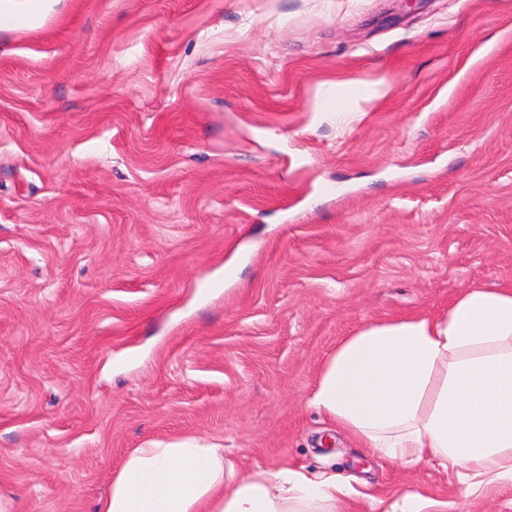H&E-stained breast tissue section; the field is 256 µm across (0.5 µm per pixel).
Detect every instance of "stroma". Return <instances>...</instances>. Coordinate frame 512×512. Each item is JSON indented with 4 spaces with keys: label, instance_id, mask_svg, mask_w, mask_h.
Masks as SVG:
<instances>
[{
    "label": "stroma",
    "instance_id": "35a3bbf8",
    "mask_svg": "<svg viewBox=\"0 0 512 512\" xmlns=\"http://www.w3.org/2000/svg\"><path fill=\"white\" fill-rule=\"evenodd\" d=\"M0 27V494L129 449L512 512L306 404L337 342L512 283V0H41Z\"/></svg>",
    "mask_w": 512,
    "mask_h": 512
}]
</instances>
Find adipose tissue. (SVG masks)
Returning a JSON list of instances; mask_svg holds the SVG:
<instances>
[{"mask_svg": "<svg viewBox=\"0 0 512 512\" xmlns=\"http://www.w3.org/2000/svg\"><path fill=\"white\" fill-rule=\"evenodd\" d=\"M307 403L369 453L456 468L466 495L512 482V284L360 326L324 361ZM351 491L335 475L244 472L223 449L181 441L130 449L98 512H336Z\"/></svg>", "mask_w": 512, "mask_h": 512, "instance_id": "adipose-tissue-1", "label": "adipose tissue"}]
</instances>
